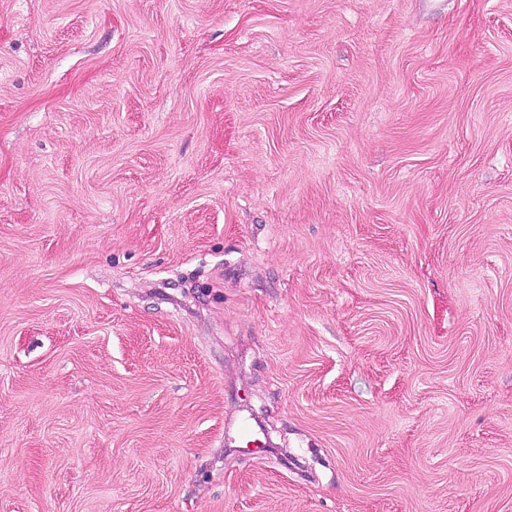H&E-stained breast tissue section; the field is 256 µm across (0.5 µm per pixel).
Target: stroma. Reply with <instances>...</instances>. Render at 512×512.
Instances as JSON below:
<instances>
[{"label": "stroma", "mask_w": 512, "mask_h": 512, "mask_svg": "<svg viewBox=\"0 0 512 512\" xmlns=\"http://www.w3.org/2000/svg\"><path fill=\"white\" fill-rule=\"evenodd\" d=\"M0 512H512V0H0Z\"/></svg>", "instance_id": "35a3bbf8"}]
</instances>
